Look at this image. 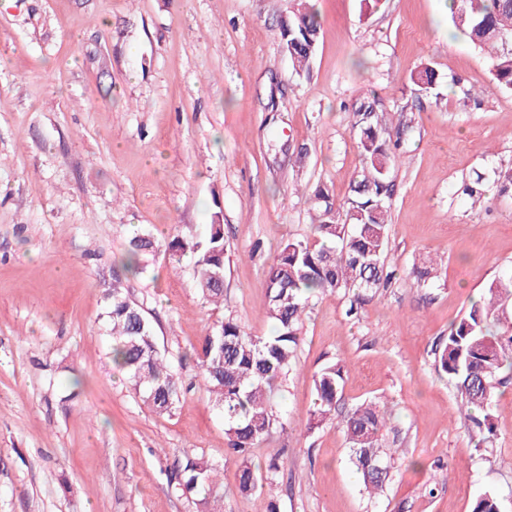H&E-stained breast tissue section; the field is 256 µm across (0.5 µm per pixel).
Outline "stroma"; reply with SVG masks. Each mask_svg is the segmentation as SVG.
Wrapping results in <instances>:
<instances>
[{"mask_svg":"<svg viewBox=\"0 0 512 512\" xmlns=\"http://www.w3.org/2000/svg\"><path fill=\"white\" fill-rule=\"evenodd\" d=\"M295 2L0 0V512H205L168 485L189 454L220 471L224 512H471L487 491L512 512V378L483 442L435 368L451 324L512 272V197L494 184L512 169V93L448 0H314L318 47L296 72L280 37ZM425 65L438 80L419 95L410 76ZM367 99L406 124L387 244L398 275L354 313L342 291L312 302L275 398L284 464L272 488L243 495L195 352L229 316L271 332L267 266L309 237L316 186L348 196ZM478 177L475 208L463 187ZM215 217L231 249L218 306L193 259L165 252ZM139 230L157 249L135 275L124 263ZM424 255L442 262L429 287L406 275ZM117 278L181 375L171 414L112 361L104 295ZM337 363L339 412L381 401L398 440L376 500L336 423L307 428L314 378Z\"/></svg>","mask_w":512,"mask_h":512,"instance_id":"stroma-1","label":"stroma"}]
</instances>
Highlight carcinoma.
<instances>
[{
    "label": "carcinoma",
    "instance_id": "cac0c4a2",
    "mask_svg": "<svg viewBox=\"0 0 512 512\" xmlns=\"http://www.w3.org/2000/svg\"><path fill=\"white\" fill-rule=\"evenodd\" d=\"M451 20L480 49L493 51L492 74L498 85L512 91V0H451ZM320 34L316 11L299 0L282 22L284 48L298 72L309 70ZM419 90L436 85V73L425 66L411 76ZM385 114L374 103L363 104L353 113L362 165L350 187V195L335 204L322 188L314 191L316 215L311 237L287 242L274 258L266 278L268 317L274 330L254 336L228 317L214 323L197 353L203 384L214 406L224 418L229 450L240 460L238 489L249 494L257 487L273 485L283 465L285 449L268 454L255 463L252 452L271 439L276 427H284L275 410L273 396L295 362L301 328L310 301L345 290L353 294L350 310L365 296L391 283L395 273L387 267V236L393 183L390 179L399 149V139ZM172 257L192 256L204 301L224 300V284L213 276L224 273L227 245L223 225L212 223L203 237L177 235L167 244ZM155 252L148 233H137L129 241L125 268L131 273L145 270V259ZM437 262L423 257L408 275L424 287L434 282ZM112 358L127 375L128 383L156 414H170L181 390L177 372L157 348L152 326L143 310L130 300L121 279L105 294ZM512 275L489 285L487 293L471 304L459 322L452 325L436 353V369L453 382L461 414L479 432L494 435V412L502 375L512 374ZM344 366L323 368L314 379L309 425H320L335 417L345 381ZM343 430L350 460L365 491H384L389 466L394 460L386 445L384 412L375 400L345 414ZM217 468L207 461L188 457L170 476L171 489L182 495L204 492L213 495L218 486ZM471 512H501L495 494L485 492Z\"/></svg>",
    "mask_w": 512,
    "mask_h": 512
}]
</instances>
